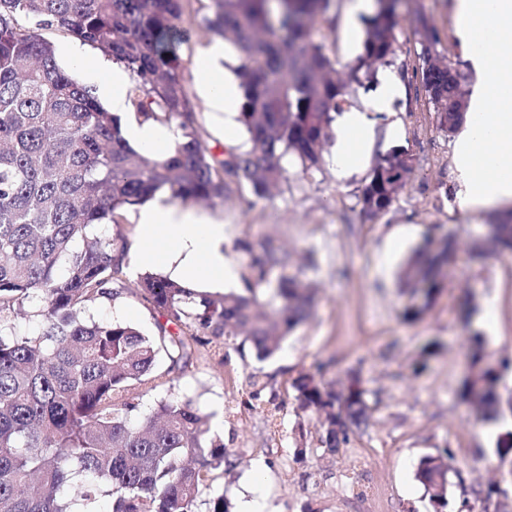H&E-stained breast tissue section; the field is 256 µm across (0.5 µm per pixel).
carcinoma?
<instances>
[{"instance_id":"cac0c4a2","label":"carcinoma","mask_w":512,"mask_h":512,"mask_svg":"<svg viewBox=\"0 0 512 512\" xmlns=\"http://www.w3.org/2000/svg\"><path fill=\"white\" fill-rule=\"evenodd\" d=\"M401 0H375L365 17L362 52L344 69L317 41L315 17L330 0H210L198 29L231 42L240 54L243 102L236 121L249 147L212 155L202 140L183 80L179 45L185 0H0V512H72L73 500L112 499V512H197L213 470H229L224 442L204 418L170 391L196 350L223 336H244L255 356H274L304 318L311 296L293 275L275 284L276 305L255 289L286 268L288 252L273 246L248 254L247 294H198L157 273L137 289L162 315L157 333L123 321L86 317L95 302L128 290L127 243L93 233L159 190L172 200L226 201L246 183L262 199L284 178V162L301 174L321 170L333 144L336 116L351 107L357 87L381 67L405 81L409 103L433 114L436 129L457 130L466 111V77L439 50V32L424 14L413 20L416 64L398 58L395 28ZM55 30L91 46L129 74V115L174 129L166 154L133 148L121 116L95 89L63 69ZM415 159L393 148L377 155L358 203L368 216L387 209L405 189ZM512 253V215L475 243ZM449 235L417 249L403 282L430 302L444 268L456 257ZM32 309L35 336L7 332L10 317ZM179 330L172 332L168 325ZM471 373L460 398L483 419H496L500 376L482 366L484 336L468 337ZM165 358L166 367L159 365ZM298 408L317 417L320 447L336 452L360 430L369 406L359 379L337 391L303 373L290 383ZM167 392L147 411L149 393ZM499 461L512 459V430L497 436ZM449 452L422 457L415 479L433 512L448 507Z\"/></svg>"}]
</instances>
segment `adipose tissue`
I'll return each instance as SVG.
<instances>
[{
  "label": "adipose tissue",
  "instance_id": "ef3b65f1",
  "mask_svg": "<svg viewBox=\"0 0 512 512\" xmlns=\"http://www.w3.org/2000/svg\"><path fill=\"white\" fill-rule=\"evenodd\" d=\"M455 25L463 39L477 45L474 63L482 74L455 141V203L464 213L504 208L512 203V44L503 39L512 31V0H459ZM231 62L229 48L220 40L200 59L201 95L220 125L231 121L242 104ZM397 91L394 75L384 74L378 93L364 108L337 118L331 161L338 179H346L368 159L370 115L389 111ZM138 237L134 267L165 265L173 279L196 292L237 282L238 270L224 255V222L175 206L164 193L140 211Z\"/></svg>",
  "mask_w": 512,
  "mask_h": 512
}]
</instances>
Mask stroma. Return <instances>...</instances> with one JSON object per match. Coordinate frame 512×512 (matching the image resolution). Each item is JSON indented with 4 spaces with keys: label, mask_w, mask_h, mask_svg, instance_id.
<instances>
[{
    "label": "stroma",
    "mask_w": 512,
    "mask_h": 512,
    "mask_svg": "<svg viewBox=\"0 0 512 512\" xmlns=\"http://www.w3.org/2000/svg\"><path fill=\"white\" fill-rule=\"evenodd\" d=\"M352 0H334L318 18L330 56L347 63L359 54L364 25L346 20ZM458 0H404L396 28L400 58L414 60L411 30L416 13L437 26L441 50L461 62L470 82L478 75L470 48L456 35ZM59 64L80 82L92 85L112 76L111 68L84 71L75 53L90 46L52 31ZM210 38L201 35L181 47L183 77L195 107L201 136L214 154L227 143L198 92V64ZM375 152L392 147L409 151L416 169L392 207L368 217L358 196L369 173L361 168L341 182L331 165L314 177L288 166L279 189L267 199L249 188L233 191L222 204L197 205V212L224 220L225 256L244 268L243 244L290 252L289 274L314 287L310 316L282 341L277 354L257 361L250 346L226 339L221 350L199 348L173 396L191 402L206 417L236 462L232 470H214L198 499L206 512L222 495L239 512L245 488L263 491L266 512H432L415 478L420 459L450 449L463 485L451 487L447 512L468 499L473 512H512V466L494 453L498 432L512 429V413L485 426L458 396L468 375L466 328L484 330L490 360L512 358V257L472 258L469 248L493 218L485 211L462 218L454 210L456 174L453 137L436 129L431 113L409 109L398 92L392 113H378ZM456 234L462 249L430 308L407 321L411 304L400 283L401 267L427 233ZM139 276L129 273V289L117 301L99 303L98 320H123L154 333L160 313L138 295ZM320 371L328 383L358 376L366 391L369 418L336 453L321 449L314 417L298 409L290 382L302 372ZM267 387L251 400V375ZM496 476L501 494L486 498L488 476Z\"/></svg>",
    "instance_id": "obj_1"
}]
</instances>
